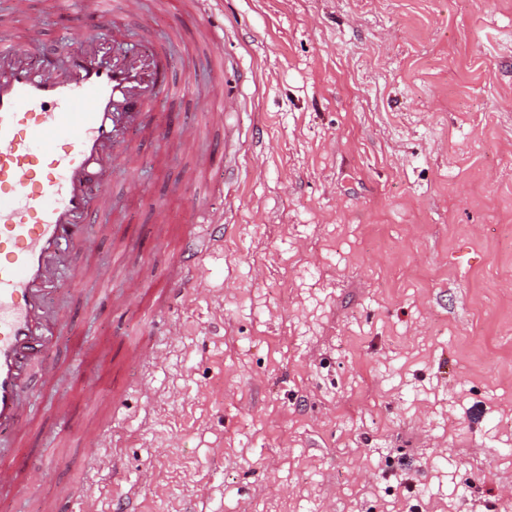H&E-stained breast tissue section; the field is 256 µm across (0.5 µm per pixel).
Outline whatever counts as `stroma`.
Returning <instances> with one entry per match:
<instances>
[{
  "mask_svg": "<svg viewBox=\"0 0 512 512\" xmlns=\"http://www.w3.org/2000/svg\"><path fill=\"white\" fill-rule=\"evenodd\" d=\"M182 2L117 16L124 50H164L173 92L150 113L169 126L133 135L140 164L108 172L112 207L89 223L97 253L71 252L50 295L61 377L32 382L0 512L69 489L96 512L123 493L136 512H512V0ZM63 7L29 0L11 36L57 68L62 43L113 47ZM222 77L240 107L217 124L198 102ZM204 151L234 178L187 181ZM203 206L224 216L204 291L146 322L186 229L210 230ZM117 257L113 288L128 266L145 285L120 313L91 274ZM146 342L156 367L131 355ZM107 423L111 447H85ZM96 453L120 484L91 472Z\"/></svg>",
  "mask_w": 512,
  "mask_h": 512,
  "instance_id": "1",
  "label": "stroma"
}]
</instances>
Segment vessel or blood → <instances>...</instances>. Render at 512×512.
<instances>
[{
  "label": "vessel or blood",
  "instance_id": "obj_1",
  "mask_svg": "<svg viewBox=\"0 0 512 512\" xmlns=\"http://www.w3.org/2000/svg\"><path fill=\"white\" fill-rule=\"evenodd\" d=\"M78 21L110 20L101 0H75ZM68 56L65 76L49 79L31 41L0 37V432H22L30 413L29 373L40 367L43 384L58 381L44 359L53 345L42 306L58 279L65 252L96 251L98 240L86 226L94 211L111 207L103 175L110 163L138 166L122 130L136 121L137 132H165L164 117L147 121L157 97L168 90L163 80L125 61L99 63L87 46ZM232 110L238 96L232 84L217 82L202 99ZM213 230L193 236L175 269L171 293L201 291L203 257L224 242L223 218L206 213ZM102 303L123 307L138 301L142 283L129 274L121 295H113L112 272L99 269Z\"/></svg>",
  "mask_w": 512,
  "mask_h": 512
}]
</instances>
